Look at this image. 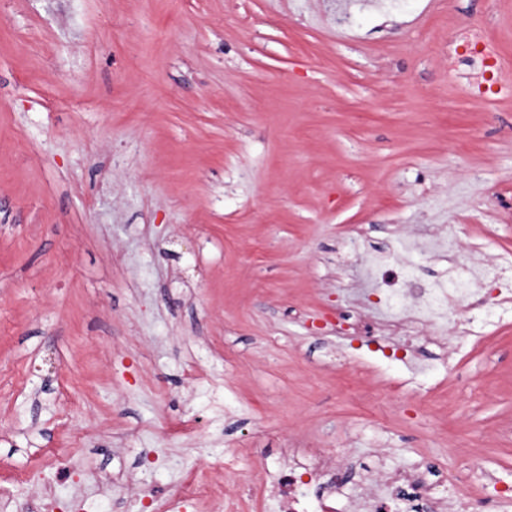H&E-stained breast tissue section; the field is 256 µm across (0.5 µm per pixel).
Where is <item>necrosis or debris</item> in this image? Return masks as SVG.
<instances>
[{
    "label": "necrosis or debris",
    "instance_id": "obj_1",
    "mask_svg": "<svg viewBox=\"0 0 512 512\" xmlns=\"http://www.w3.org/2000/svg\"><path fill=\"white\" fill-rule=\"evenodd\" d=\"M475 244H468L453 260L450 276L430 282L400 275L381 265V280L388 300L405 304L407 313L396 314L383 326L393 336L407 338L427 335L446 343L456 335V357H467L482 347L487 323L480 316L485 303L483 290L498 285L500 302L512 299V261L475 262ZM345 449L292 447L286 449L276 468L258 464L246 497L227 489L229 470L220 465L210 468L207 482L188 481L172 498L151 497L154 512H179L181 505H193L209 498L223 503L224 512H338L337 500L343 494L339 477ZM483 460L471 456L457 466L453 475V495L441 496L427 484L420 471L397 462L385 482L367 496L354 497L358 512H512V495L488 494L482 482Z\"/></svg>",
    "mask_w": 512,
    "mask_h": 512
}]
</instances>
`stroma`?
I'll return each mask as SVG.
<instances>
[{
    "label": "stroma",
    "mask_w": 512,
    "mask_h": 512,
    "mask_svg": "<svg viewBox=\"0 0 512 512\" xmlns=\"http://www.w3.org/2000/svg\"><path fill=\"white\" fill-rule=\"evenodd\" d=\"M483 21L506 75L459 88ZM512 257V0H0V512H126L288 441L512 482V314L385 362L373 259ZM179 420L199 438L169 437ZM69 470L56 479L52 457Z\"/></svg>",
    "instance_id": "stroma-1"
}]
</instances>
